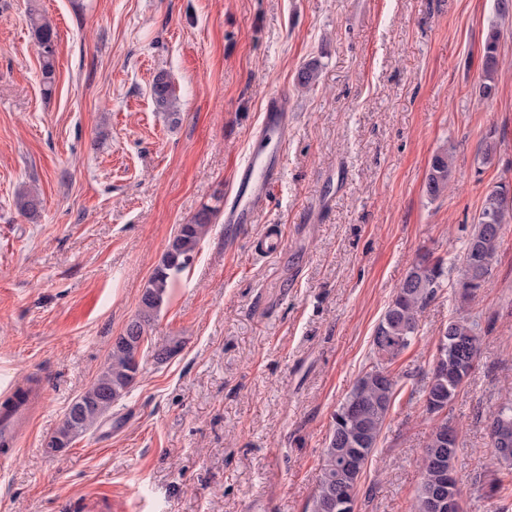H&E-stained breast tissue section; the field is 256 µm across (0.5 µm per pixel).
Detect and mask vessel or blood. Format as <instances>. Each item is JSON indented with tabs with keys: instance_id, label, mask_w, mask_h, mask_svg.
Instances as JSON below:
<instances>
[{
	"instance_id": "vessel-or-blood-1",
	"label": "vessel or blood",
	"mask_w": 512,
	"mask_h": 512,
	"mask_svg": "<svg viewBox=\"0 0 512 512\" xmlns=\"http://www.w3.org/2000/svg\"><path fill=\"white\" fill-rule=\"evenodd\" d=\"M288 113L280 99L268 97L264 117L258 134L268 143L267 148L251 151L240 166L235 183L234 201L230 208L228 223L244 226L253 223L256 213L266 205L270 192L280 175V144L286 140ZM32 414L27 403H20L11 410L0 413V439L14 442L17 425L29 424Z\"/></svg>"
}]
</instances>
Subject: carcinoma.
I'll list each match as a JSON object with an SVG mask.
<instances>
[{
    "instance_id": "obj_1",
    "label": "carcinoma",
    "mask_w": 512,
    "mask_h": 512,
    "mask_svg": "<svg viewBox=\"0 0 512 512\" xmlns=\"http://www.w3.org/2000/svg\"><path fill=\"white\" fill-rule=\"evenodd\" d=\"M497 18L490 21L485 37L484 81L479 96L492 97L496 90L494 75L498 65L500 30L498 19L512 10V0H497ZM30 25L40 50L41 74L44 85L50 87L55 71L56 32L52 24L37 10L30 12ZM319 63L313 60L298 72L302 88L316 85ZM152 98L158 109L167 113L172 124L180 121L178 98L170 77L165 72L155 75L151 86ZM453 176L451 155L446 150L435 153L426 178L427 196L436 200L443 196ZM509 187L500 183L484 196L476 223L461 254L454 259L460 271L458 285L462 298L467 299L487 281L502 242L503 225L512 217V206H503ZM17 209L34 216L40 197L31 191L17 196ZM216 215L207 205L191 222L179 226L161 263L149 279L141 296L139 312L112 346L107 367L96 381L68 408L61 427L52 436L57 447L67 448L74 438L94 427L112 409V404L129 392L139 373L137 356L144 342L146 327L161 309L175 273L184 271ZM447 276L444 261L428 254L419 256L411 265L396 295L375 327L372 346L377 361L355 379L353 386L333 417L329 442L324 448L323 468L312 498L309 512H339L338 498L346 496L356 501L361 477L374 448L381 438L391 404L397 393L398 380L389 371L393 360L416 339L419 316L443 288ZM448 339L457 344L443 353L445 362L433 363L431 377L424 389L426 411L445 412L459 395L465 379L480 357L482 336L475 325L463 316L448 321ZM391 337L397 347L395 354L386 356L380 337ZM489 431L497 442L492 444L494 455L503 471L489 484L488 494L499 496L505 490V478L512 476V404L500 405L490 416ZM459 450V432L443 418L431 431L422 457L421 478L413 501V512H448V502L462 500V490L455 475V460Z\"/></svg>"
}]
</instances>
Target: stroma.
I'll use <instances>...</instances> for the list:
<instances>
[{"instance_id": "35a3bbf8", "label": "stroma", "mask_w": 512, "mask_h": 512, "mask_svg": "<svg viewBox=\"0 0 512 512\" xmlns=\"http://www.w3.org/2000/svg\"><path fill=\"white\" fill-rule=\"evenodd\" d=\"M496 0H0V396L43 384L0 467V512H308L332 416L372 358L376 325L415 259L460 253L485 193L512 182V15L496 91L478 94ZM57 32L44 88L28 12ZM320 64L309 89L296 76ZM176 90L171 125L151 96ZM288 112L282 176L253 224L227 230L267 95ZM491 160H483L486 140ZM448 149L455 181L425 192ZM36 190L37 216L18 192ZM219 208L147 330L131 391L65 451H46L107 365L179 225ZM280 225L273 256L251 239ZM459 273L393 365L404 388L355 512H411L437 421L424 387L450 318L483 345L448 416L464 512L498 467L491 412L512 401V223L483 288ZM175 352L160 361L161 347ZM151 94L157 108L167 112L170 123L178 124L180 121L178 98L167 73L161 72L155 75L151 86Z\"/></svg>"}]
</instances>
